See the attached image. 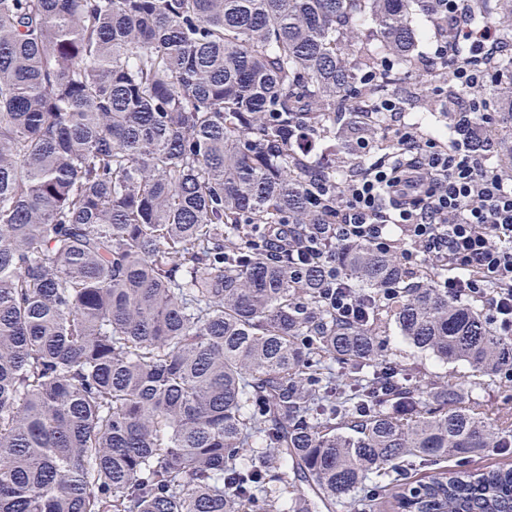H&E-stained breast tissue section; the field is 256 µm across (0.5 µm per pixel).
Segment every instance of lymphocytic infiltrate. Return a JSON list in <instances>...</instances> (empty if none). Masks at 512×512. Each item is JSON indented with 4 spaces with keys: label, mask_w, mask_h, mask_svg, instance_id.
Returning a JSON list of instances; mask_svg holds the SVG:
<instances>
[{
    "label": "lymphocytic infiltrate",
    "mask_w": 512,
    "mask_h": 512,
    "mask_svg": "<svg viewBox=\"0 0 512 512\" xmlns=\"http://www.w3.org/2000/svg\"><path fill=\"white\" fill-rule=\"evenodd\" d=\"M435 22L446 24L448 39L436 54L443 73L457 88L486 86L497 62L512 54L495 26L475 27L463 0H431ZM393 163H377L363 175L336 184L332 223L308 224L277 235L295 278L323 269L322 297L337 320H367L377 301H392L355 288L340 252L351 245L397 252L409 277L439 273L450 298L482 302L487 320L503 336L512 335V178L485 164L468 142L423 137L398 129Z\"/></svg>",
    "instance_id": "lymphocytic-infiltrate-1"
}]
</instances>
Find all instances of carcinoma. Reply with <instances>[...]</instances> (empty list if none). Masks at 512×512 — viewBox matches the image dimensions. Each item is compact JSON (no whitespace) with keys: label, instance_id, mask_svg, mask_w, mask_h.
<instances>
[{"label":"carcinoma","instance_id":"1","mask_svg":"<svg viewBox=\"0 0 512 512\" xmlns=\"http://www.w3.org/2000/svg\"><path fill=\"white\" fill-rule=\"evenodd\" d=\"M464 2L512 42V0ZM428 9L0 0V512H311L368 481L394 512H512V467L440 466L512 420L376 359L390 318L476 376L512 369V339L365 246L345 250L351 280L395 300L339 322L322 270L297 282L237 230L324 217L336 155L311 160L299 130L370 133L388 85L429 83ZM402 463L427 475L409 488Z\"/></svg>","mask_w":512,"mask_h":512}]
</instances>
